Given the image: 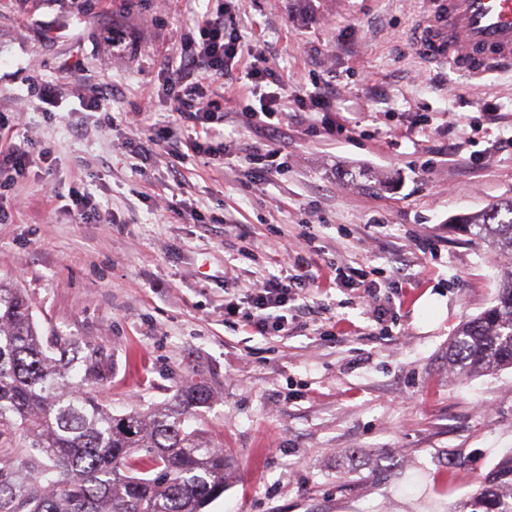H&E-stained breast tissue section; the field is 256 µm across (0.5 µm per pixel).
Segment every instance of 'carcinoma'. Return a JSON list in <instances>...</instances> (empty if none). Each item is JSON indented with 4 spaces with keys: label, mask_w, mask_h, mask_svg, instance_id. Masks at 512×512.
<instances>
[{
    "label": "carcinoma",
    "mask_w": 512,
    "mask_h": 512,
    "mask_svg": "<svg viewBox=\"0 0 512 512\" xmlns=\"http://www.w3.org/2000/svg\"><path fill=\"white\" fill-rule=\"evenodd\" d=\"M492 252L512 255V199L460 218ZM459 376L512 367V277L448 346ZM102 360L39 333L22 289L0 279V440L24 460L0 468V512H203L224 493L229 461L188 422L210 401L194 378L170 399L114 415L83 381ZM450 512H512V454Z\"/></svg>",
    "instance_id": "1"
}]
</instances>
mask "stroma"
Wrapping results in <instances>:
<instances>
[{"mask_svg":"<svg viewBox=\"0 0 512 512\" xmlns=\"http://www.w3.org/2000/svg\"><path fill=\"white\" fill-rule=\"evenodd\" d=\"M424 2L233 0L237 67L268 77L251 97L216 80L224 158L210 161L125 143L167 120V64L222 0H0V113L15 142L51 153L0 194V276L43 337L109 356L88 387L113 413L207 380L197 424L234 466L205 512H448L512 450V368H448L457 327L512 275V256L453 227L512 197V74L424 65L405 38ZM47 83L60 107L43 108ZM323 88L333 111L314 106ZM94 91L108 110L82 108ZM269 95L286 113L277 135L241 114ZM135 112L136 131L123 120ZM258 148L283 150L286 167L259 177L245 161ZM73 188L108 223H74ZM306 228L319 268L364 269L375 293L300 290L265 336L225 316L246 286L295 274Z\"/></svg>","mask_w":512,"mask_h":512,"instance_id":"obj_1","label":"stroma"}]
</instances>
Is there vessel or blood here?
<instances>
[{
    "label": "vessel or blood",
    "instance_id": "vessel-or-blood-1",
    "mask_svg": "<svg viewBox=\"0 0 512 512\" xmlns=\"http://www.w3.org/2000/svg\"><path fill=\"white\" fill-rule=\"evenodd\" d=\"M407 38L425 63L479 79L512 72V0H428Z\"/></svg>",
    "mask_w": 512,
    "mask_h": 512
}]
</instances>
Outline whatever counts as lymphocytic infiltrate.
<instances>
[{
  "label": "lymphocytic infiltrate",
  "instance_id": "f902f5d3",
  "mask_svg": "<svg viewBox=\"0 0 512 512\" xmlns=\"http://www.w3.org/2000/svg\"><path fill=\"white\" fill-rule=\"evenodd\" d=\"M198 33V39L181 55L170 82L175 112L172 121L160 134L130 140L128 150L147 156L153 146L163 144L176 154L187 150L199 156L212 155V141L224 122V97L213 91L211 85L227 74L228 62L236 57L240 39L233 19L222 12L203 19ZM311 281V274L306 272L285 280L267 278L254 283L246 304L225 303L224 312L241 314L257 333L267 334L274 309L286 305L296 290Z\"/></svg>",
  "mask_w": 512,
  "mask_h": 512
}]
</instances>
